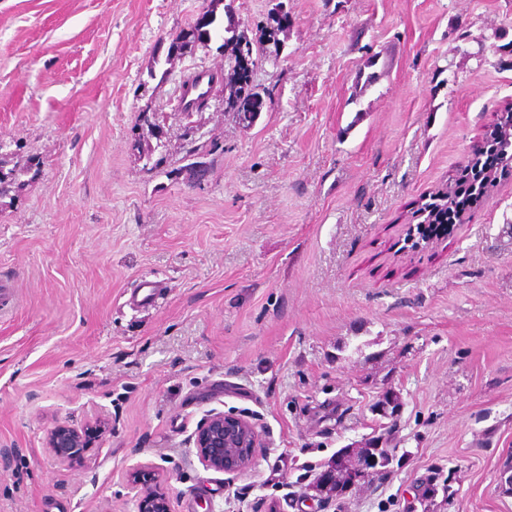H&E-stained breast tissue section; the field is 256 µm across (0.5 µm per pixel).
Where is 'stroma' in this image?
Masks as SVG:
<instances>
[{
  "label": "stroma",
  "mask_w": 512,
  "mask_h": 512,
  "mask_svg": "<svg viewBox=\"0 0 512 512\" xmlns=\"http://www.w3.org/2000/svg\"><path fill=\"white\" fill-rule=\"evenodd\" d=\"M210 6L0 0V512H136L144 463L172 512H306L338 450L379 447L325 512H512V180L404 245L512 100V0H234L263 46L250 125L219 83L178 109L225 58L165 39ZM209 409L266 433L230 484L187 443ZM97 415L102 439L56 464L48 432Z\"/></svg>",
  "instance_id": "stroma-1"
}]
</instances>
